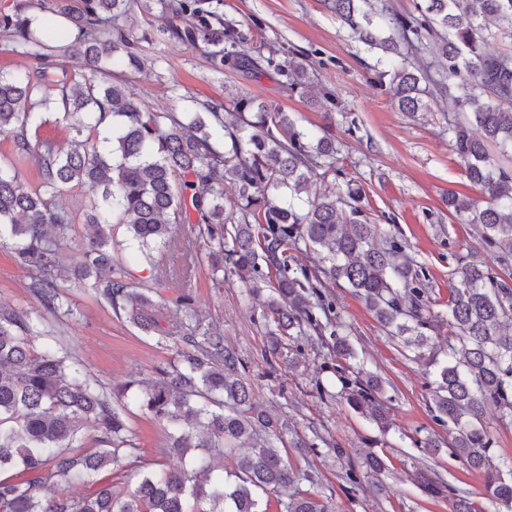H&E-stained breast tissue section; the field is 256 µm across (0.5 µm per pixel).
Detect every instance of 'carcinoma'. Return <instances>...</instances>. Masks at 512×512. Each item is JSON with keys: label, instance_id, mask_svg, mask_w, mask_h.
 I'll return each mask as SVG.
<instances>
[{"label": "carcinoma", "instance_id": "obj_1", "mask_svg": "<svg viewBox=\"0 0 512 512\" xmlns=\"http://www.w3.org/2000/svg\"><path fill=\"white\" fill-rule=\"evenodd\" d=\"M221 0H147L163 22L157 40L177 38L205 50L214 70H254L284 79L292 93L309 84L304 54L255 56L240 50L244 36L224 18ZM140 0H37L69 23L66 50L88 76L73 86L55 77L42 52L40 25L23 3L0 16V27L44 60L33 72H0V133L14 153L34 159L41 176L29 187L15 168L0 166V240L9 238L30 271L36 309L0 307V512H269L263 497L276 496L278 512H330L323 496L301 488L284 459L286 426L258 408L246 367L224 337L203 327L193 297L176 298L193 330L178 363L132 379L110 391L68 355L55 336L42 350L34 318L68 312L71 301L58 280L69 275L146 334L168 329L154 314L153 288L130 282L112 258L114 224H123L156 263L172 243L173 225L195 224L208 240L214 271H229L246 292L263 299L272 354L295 336L316 337V350L333 354L341 384L336 397L385 432L388 398L381 380L351 361L357 354L338 332L333 301L323 280L342 281L365 302L403 349L433 368L429 408L439 425L454 427L451 441L431 433L415 440L423 455L450 449L483 476L489 499L512 504V478L492 461L494 439L484 425L488 410L512 415V288L477 256L454 272L448 299V352L440 355V320L432 311L423 267L360 206V188L344 194L311 190L312 178L336 175V141L301 127L285 110L240 95L226 107L203 102L196 112H151L112 80V66L141 68L137 41L122 25ZM357 42L378 54L377 78L401 112L427 108L432 91L448 93L462 118L449 126L468 180L483 188L487 206L449 193L448 212L473 224L499 262L512 264V169L492 162L486 141L512 151V53L494 48L512 41V0H420L410 16L390 12L382 0H326ZM63 114L75 137L65 154L32 142L34 122ZM224 132V151L213 143ZM236 188L226 213L224 183ZM78 187L89 196L83 223L92 235L77 262L64 271L57 255L77 216L55 197ZM317 251L319 264L293 265L295 251ZM168 429V452L177 466L129 472L137 448L129 404ZM232 457L229 474L214 461ZM387 470L376 453L351 463L346 480L361 485ZM423 493L451 501L452 512H482L473 499L429 472L416 470ZM87 486L72 495L67 488Z\"/></svg>", "mask_w": 512, "mask_h": 512}]
</instances>
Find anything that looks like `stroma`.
Listing matches in <instances>:
<instances>
[{"mask_svg":"<svg viewBox=\"0 0 512 512\" xmlns=\"http://www.w3.org/2000/svg\"><path fill=\"white\" fill-rule=\"evenodd\" d=\"M223 11L239 22L244 53H254L263 42L278 51L292 47L307 56L312 74L306 96L288 92L277 78L267 75L215 72L202 50L181 41L151 40L149 15L139 7L126 26L140 39L144 66L138 71L114 67L115 80L155 112H187L204 101L224 103L238 91L283 107L309 130L329 127L344 172L336 180L337 192H344L349 180L361 187L367 215L402 239L406 255L423 267L434 312L447 315L452 274L468 254L478 255L493 275L512 285V267L502 266L474 226L460 223L444 204L452 191L478 206L486 204L481 188L467 179L466 164L453 147L448 125L456 114L445 96L431 98L425 112L398 111L376 79L375 55L351 42L323 0H224ZM327 91L345 106L330 122L322 106ZM177 233L191 237L189 251L196 260L189 277L176 278L174 287L161 291L165 305L160 316L170 330L166 342L143 335L90 289L65 279L59 282L72 300L71 311L46 315L43 325L103 387L150 376L157 367L176 362L187 330L174 299L188 293L205 324L223 334L225 346L245 363L260 408L286 422L289 433L304 435L306 447L287 449L288 460L294 470L312 476L311 491L327 496L335 512H451L448 499L427 497L417 487L413 472L423 463L448 484L469 491L482 512H511L487 499L482 478L451 456L449 449L422 457L414 444L419 434L448 433L429 410L431 376L406 357L351 288L329 281L324 291L336 304L338 322L350 336L358 363L382 378L392 398L393 426L385 433L344 401L319 397L316 384L333 381L334 361L317 355L306 339L298 341L302 350L298 367L289 366L283 356H270L262 304L245 297L236 277L213 275L207 252L189 226H179ZM112 239L113 257L136 284H154L164 271L181 268L185 261L178 248L165 252L157 265H148L121 224L113 226ZM29 282L28 268L9 246L0 247V304L30 309ZM130 425L137 444L133 464L160 468L166 461L163 425L138 410L131 414ZM339 447L345 449L346 458L337 457ZM371 452L388 459L379 491L350 488L345 480L347 458L360 459Z\"/></svg>","mask_w":512,"mask_h":512,"instance_id":"stroma-1","label":"stroma"}]
</instances>
